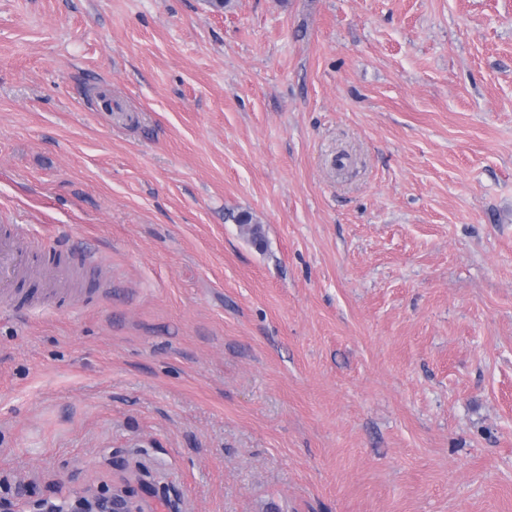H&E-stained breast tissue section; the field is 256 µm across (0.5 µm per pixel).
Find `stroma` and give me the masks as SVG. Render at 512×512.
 Masks as SVG:
<instances>
[{
  "label": "stroma",
  "mask_w": 512,
  "mask_h": 512,
  "mask_svg": "<svg viewBox=\"0 0 512 512\" xmlns=\"http://www.w3.org/2000/svg\"><path fill=\"white\" fill-rule=\"evenodd\" d=\"M0 228L19 512H512V0H0ZM30 246L17 235L0 234V299L12 300L15 288L22 278L29 275ZM132 491L125 488L109 498H83L71 512H142L132 499Z\"/></svg>",
  "instance_id": "35a3bbf8"
}]
</instances>
